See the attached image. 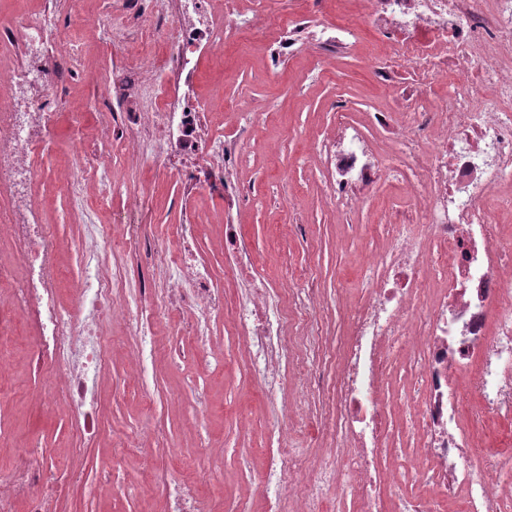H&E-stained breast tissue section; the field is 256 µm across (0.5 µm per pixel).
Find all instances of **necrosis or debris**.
<instances>
[{"label":"necrosis or debris","instance_id":"1","mask_svg":"<svg viewBox=\"0 0 512 512\" xmlns=\"http://www.w3.org/2000/svg\"><path fill=\"white\" fill-rule=\"evenodd\" d=\"M162 2L171 14L169 30L146 28L126 15L111 22V29H132L136 35L125 42L126 76L101 75L105 93L129 96L131 74L184 71L203 37L213 56H223L224 20L234 15L236 0H224L223 15L209 16L202 27L186 20L183 0ZM358 2L364 21L384 15L436 30V37L379 49L397 66L413 69L432 106L404 113L392 154H373L364 138L349 133L340 141L328 138L311 153L328 171V194L338 210L358 207L355 187L393 169L406 172L413 208L387 222L381 272L347 315L330 394L335 454L312 466L291 442H283L268 478L292 486L304 512H324V487L347 474L361 512H382L380 490L389 478L377 460L388 446L390 413L380 396L393 361L401 357L422 368L421 389L407 401L410 422L422 438L410 470L429 475L409 512H447L454 501L465 512H502L504 502L512 501V485L499 476L504 456L472 462L470 428L512 419V237L500 232L496 215L497 209L512 207V194L501 192L512 177V0ZM17 47L24 67L0 63V243L11 252L9 261H0V289L9 295L0 307V335L20 324L27 328L37 363L52 375L40 401L68 404L75 434L86 448L97 438L95 377L108 365L105 325L121 315L132 336L144 341L172 311L188 308L195 315L193 339L204 346L213 318L224 311V291L200 270L195 224L188 221L169 231L177 250L163 291L131 306L125 300L128 280L122 266L109 265L110 255L134 235L143 237L150 254L165 249L147 236L145 226L119 235L111 225L99 224L90 228V246L81 249L94 267L77 280L71 307L63 308L54 237L31 196L58 118L48 90L60 60L77 49L60 38L45 13H27L0 26V60ZM459 74L468 79L462 89L437 92L441 79ZM224 235V277L251 281L249 345L261 351L271 382L287 345L275 341L272 324L262 318L266 282L254 259L241 253L236 225H225ZM464 384L479 399L467 413L460 401ZM72 480L69 468L48 461L40 448H28L11 470L0 473V512H16L20 502L26 512H53L50 491Z\"/></svg>","mask_w":512,"mask_h":512}]
</instances>
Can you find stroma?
Masks as SVG:
<instances>
[{"instance_id": "35a3bbf8", "label": "stroma", "mask_w": 512, "mask_h": 512, "mask_svg": "<svg viewBox=\"0 0 512 512\" xmlns=\"http://www.w3.org/2000/svg\"><path fill=\"white\" fill-rule=\"evenodd\" d=\"M252 2L240 0V20L227 21L223 59L199 48L189 75L168 80L173 94L188 88L207 104L205 135L242 144L239 158L224 168V194L212 196L186 192L178 176L201 164V157L181 153L166 166L152 151L121 153L112 148L111 132L97 123L98 113L147 112L151 105L141 98L102 95L96 78L102 71L121 69V50L97 32L79 30L75 15L138 10L148 25L158 0H0V15L8 18L47 10L61 37L83 47L78 65H62L58 74L62 106L53 133L54 160L65 161L81 139L88 148L112 155L106 205L97 201V180L82 184L79 207L53 174L38 182L45 221L54 225L60 243L63 300L71 299L72 280L82 272L74 243L85 225L122 220L147 225L153 236L164 239L171 225L194 213L201 253L220 276L224 227L237 224L248 251L260 257V273L271 289L274 328L295 358L307 360L312 373L306 379L287 372L275 386L265 385L263 362L247 350L239 323L247 293L241 284L226 283L224 314L216 320L214 346L207 350L191 341L193 315L184 310L158 325L155 352L135 365V340L124 321L116 319L108 339L112 363L101 377V445L82 449L63 408L39 404L48 371L37 366L30 337L17 328L5 341L10 370L0 376V472L33 444L72 468L82 480L55 493L57 512H163L168 489L190 474L200 498L230 510L242 501L247 512H265L266 488L257 475L283 439L296 437L313 463L329 453L326 442L312 440L310 428L288 421L283 412L289 401L303 397L310 417H325L326 386L336 376L334 362L306 338L296 309L316 307L328 341H339L344 314L368 287L374 259L385 246L386 217L410 202L399 174L391 171L358 187L367 205L342 215L329 198L328 174L313 161L310 145L335 131L345 116L359 123L363 136L383 154L393 150L394 142L389 130L370 126L371 116L408 108L426 112L430 106L416 96L411 69H395L389 60L374 57L377 43L396 45L406 35L387 19L361 28L356 45L319 53L317 30L343 22L336 0H271L273 12L303 20L287 38L279 36L271 18L253 19ZM123 259L131 297L170 275L144 252L124 253ZM417 386L409 369L396 364L383 397L393 417L392 448L381 461L385 469L398 467L417 446L403 409L406 395ZM143 430L154 439L152 456L135 450L112 453L118 438Z\"/></svg>"}]
</instances>
